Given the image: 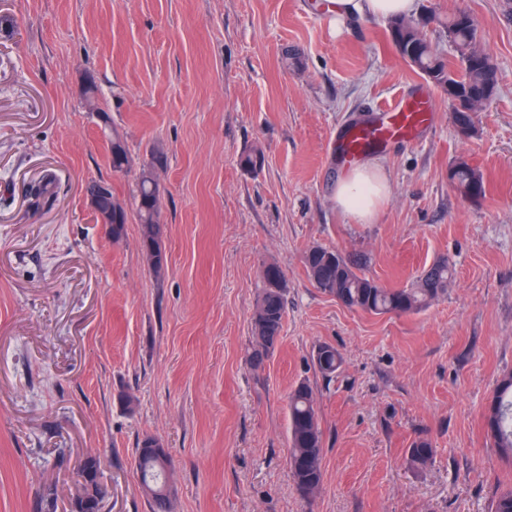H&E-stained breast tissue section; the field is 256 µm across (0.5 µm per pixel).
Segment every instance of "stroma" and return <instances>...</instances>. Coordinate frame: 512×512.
<instances>
[{"label":"stroma","instance_id":"stroma-1","mask_svg":"<svg viewBox=\"0 0 512 512\" xmlns=\"http://www.w3.org/2000/svg\"><path fill=\"white\" fill-rule=\"evenodd\" d=\"M458 10L498 69L467 138L384 19L338 35L317 0H0V512H40L45 492L70 512L89 456L104 512H150L134 462L146 436L172 460L171 512H490L512 485L484 420L512 372V0H418L446 56L437 19ZM420 94L435 119L374 150L388 197L356 223L336 207L331 146ZM116 134L125 174L112 170ZM254 147L265 162L252 173L240 158ZM156 149L158 275L137 218L113 242L84 192L104 180L131 202ZM461 159L482 171L484 197L449 180ZM313 245L387 288L439 259L453 276L421 312L370 315L312 284ZM269 262L288 306L257 368L251 319ZM323 343L343 357L330 382L313 364ZM302 381L325 448L308 500L287 465L288 395ZM420 436L436 454L416 469Z\"/></svg>","mask_w":512,"mask_h":512}]
</instances>
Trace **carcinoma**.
<instances>
[{"mask_svg":"<svg viewBox=\"0 0 512 512\" xmlns=\"http://www.w3.org/2000/svg\"><path fill=\"white\" fill-rule=\"evenodd\" d=\"M417 20L400 18L389 20L392 43L411 67L438 86L455 84L463 90L459 103L452 106L453 121L458 129L473 126L474 120L467 106V93L497 90V66L489 52L481 45L477 26L469 13L459 10L441 21L455 61L440 56L431 42L422 37L415 39L410 31ZM111 163L116 172L129 166L124 141L112 135ZM264 155L253 148L241 156V165L254 172L262 167ZM164 153L153 156L152 165L142 169L137 181L135 213L141 225L140 246L149 268L156 274L167 267V254L158 215L162 206L156 169L164 168ZM450 180L467 198L479 199L485 194V181L481 171L464 162L450 175ZM86 193L97 199L98 211L112 212V241L123 239L128 224L126 204L112 192V186L102 180L86 185ZM306 274L314 286L335 297L344 306L374 315L415 314L428 307L448 288L452 273L448 261L440 259L424 269L409 288H385L357 271V265L338 252L322 246L310 247L304 255ZM263 286L252 316L255 339L252 361L261 366L275 348L281 331L286 308V278L275 262L264 265ZM314 363L326 380L336 376L342 366V356L330 344L319 345L313 355ZM512 374L502 378L487 410V434L497 448L499 456L512 460ZM288 467L299 493L315 494L322 481L321 463L324 454L323 432L316 408L313 388L306 382L298 383L288 396ZM435 448L425 437H418L408 448V460L415 467L432 462ZM167 457L160 443L145 436L135 448V463L141 482L148 491L151 512H169V496L158 492L167 482V473L158 465ZM491 512H512V487L500 489L493 499Z\"/></svg>","mask_w":512,"mask_h":512,"instance_id":"carcinoma-1","label":"carcinoma"}]
</instances>
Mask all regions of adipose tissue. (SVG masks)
Here are the masks:
<instances>
[{
  "label": "adipose tissue",
  "mask_w": 512,
  "mask_h": 512,
  "mask_svg": "<svg viewBox=\"0 0 512 512\" xmlns=\"http://www.w3.org/2000/svg\"><path fill=\"white\" fill-rule=\"evenodd\" d=\"M324 10L337 29L357 18L389 19L408 16L417 9V0H325ZM388 190L382 165L368 161L344 174L334 192L336 205L358 223H370L379 211Z\"/></svg>",
  "instance_id": "adipose-tissue-1"
}]
</instances>
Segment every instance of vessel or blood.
Here are the masks:
<instances>
[{"label":"vessel or blood","instance_id":"vessel-or-blood-1","mask_svg":"<svg viewBox=\"0 0 512 512\" xmlns=\"http://www.w3.org/2000/svg\"><path fill=\"white\" fill-rule=\"evenodd\" d=\"M431 117L426 101L398 103L383 109L377 123L346 130L336 141V153L342 163L353 162L365 152L393 138L415 136Z\"/></svg>","mask_w":512,"mask_h":512}]
</instances>
